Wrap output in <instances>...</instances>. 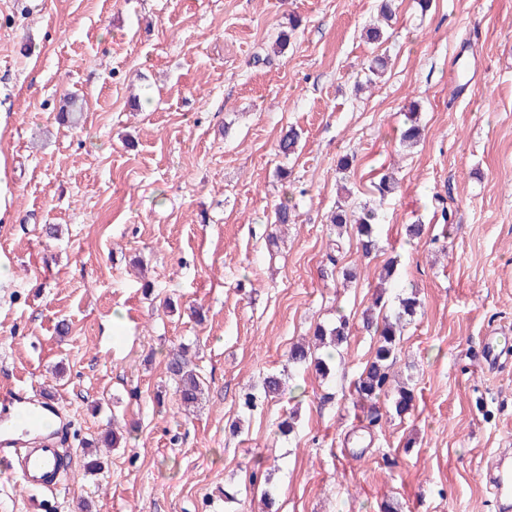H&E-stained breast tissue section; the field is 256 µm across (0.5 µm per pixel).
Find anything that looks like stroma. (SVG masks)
<instances>
[{
  "label": "stroma",
  "mask_w": 512,
  "mask_h": 512,
  "mask_svg": "<svg viewBox=\"0 0 512 512\" xmlns=\"http://www.w3.org/2000/svg\"><path fill=\"white\" fill-rule=\"evenodd\" d=\"M377 5L0 0V392L53 396L73 419L54 512H261L267 492L280 512H499L485 475L512 449V358L490 374L480 351L512 333V0H396L370 44ZM72 97L75 127L57 119ZM412 108L424 135L405 151ZM390 170L366 258L329 216ZM286 197L295 221L278 226ZM389 262L385 311L406 289L421 301L393 368L414 406L379 400L371 427L351 393ZM341 317L331 375L289 363ZM179 344L203 382L188 416L166 372ZM111 424L126 442L85 474L83 442Z\"/></svg>",
  "instance_id": "35a3bbf8"
}]
</instances>
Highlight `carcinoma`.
Returning a JSON list of instances; mask_svg holds the SVG:
<instances>
[{"label": "carcinoma", "mask_w": 512, "mask_h": 512, "mask_svg": "<svg viewBox=\"0 0 512 512\" xmlns=\"http://www.w3.org/2000/svg\"><path fill=\"white\" fill-rule=\"evenodd\" d=\"M356 224L359 244L363 254L368 255L378 248L377 234L379 226L378 209L363 205L352 208L346 203H338L336 211L331 215V223L341 228L348 223ZM420 307L417 293L412 291L399 298L398 308L391 314L381 318L373 311L365 313L363 322L368 328L374 329L377 336L374 357L369 361L355 383L354 391L362 403H372L383 396H392L396 413L405 414L413 407L414 394L409 387H393L390 369L396 362L397 336L403 322L413 317ZM349 325L346 320H339L332 328L317 326L314 340L325 348V353L315 355L310 348L293 345L288 353V361L294 365L314 364L317 373L326 376L330 373L333 361V350L346 341ZM167 372L176 381L175 394L184 405L198 402L202 394V382L196 370L191 367L188 348L180 345L170 349L166 363ZM262 393L266 399H275L283 393L282 379L270 374L263 378Z\"/></svg>", "instance_id": "cac0c4a2"}]
</instances>
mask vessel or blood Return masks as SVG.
Wrapping results in <instances>:
<instances>
[{
  "label": "vessel or blood",
  "instance_id": "b4317fda",
  "mask_svg": "<svg viewBox=\"0 0 512 512\" xmlns=\"http://www.w3.org/2000/svg\"><path fill=\"white\" fill-rule=\"evenodd\" d=\"M512 355V340L497 336L485 341L481 361L486 369L497 368L504 357ZM24 394L9 391L0 395V471L25 485L54 490L64 467V456L57 446L55 433L46 431L44 424L59 415L56 400L47 399L31 409L27 423H14L11 411L23 402ZM498 504L512 501V466L504 465L488 481Z\"/></svg>",
  "mask_w": 512,
  "mask_h": 512
}]
</instances>
